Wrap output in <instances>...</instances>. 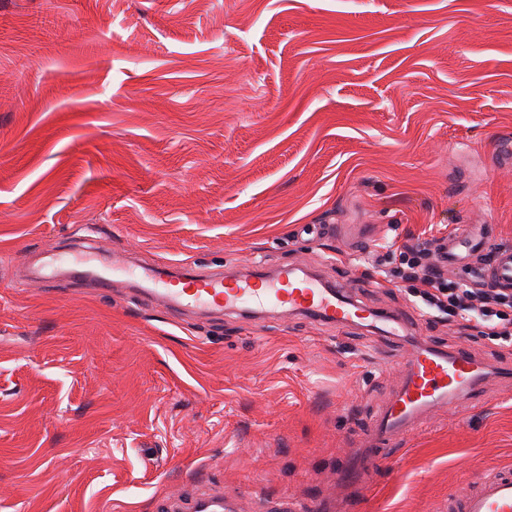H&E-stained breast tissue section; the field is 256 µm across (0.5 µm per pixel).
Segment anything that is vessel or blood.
<instances>
[{
  "label": "vessel or blood",
  "instance_id": "obj_1",
  "mask_svg": "<svg viewBox=\"0 0 512 512\" xmlns=\"http://www.w3.org/2000/svg\"><path fill=\"white\" fill-rule=\"evenodd\" d=\"M484 249H493L494 260L487 274L498 285H512V249L493 247L480 239ZM114 266L89 271L82 265L71 267L74 278L93 276L97 288L112 287ZM143 292L173 310L248 311L254 314L273 309L281 314L311 315L319 320L346 326L390 323V316L355 303L341 288H328L310 276L298 275L284 267L268 276L256 271L249 275L223 276L219 273L183 271L162 275L146 270L139 282ZM401 376L390 397L377 409L369 427L370 445L358 449L339 476L340 486L353 494L364 491L370 477L390 457L393 448L404 445L437 410L456 409L477 394L483 385L486 366L468 351H446L420 344L400 361ZM191 512H237L235 500L214 494L195 500ZM448 512H512V472L487 469L448 500Z\"/></svg>",
  "mask_w": 512,
  "mask_h": 512
}]
</instances>
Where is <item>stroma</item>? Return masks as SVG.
<instances>
[{
	"label": "stroma",
	"mask_w": 512,
	"mask_h": 512,
	"mask_svg": "<svg viewBox=\"0 0 512 512\" xmlns=\"http://www.w3.org/2000/svg\"><path fill=\"white\" fill-rule=\"evenodd\" d=\"M509 136L512 0H0V512H159L216 486L243 512H336L419 342L484 359V402L428 420L362 512H444L512 468V342L457 338L396 274L403 245L463 224L512 246ZM90 225L134 266H292L408 326L31 278Z\"/></svg>",
	"instance_id": "35a3bbf8"
}]
</instances>
